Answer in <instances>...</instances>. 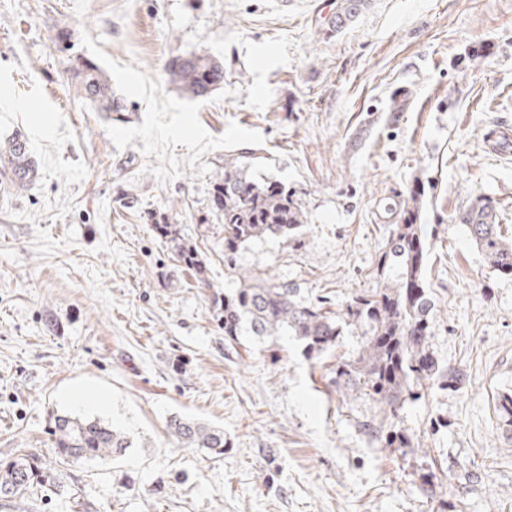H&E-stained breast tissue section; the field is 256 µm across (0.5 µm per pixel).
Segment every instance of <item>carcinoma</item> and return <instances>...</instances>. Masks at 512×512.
I'll return each mask as SVG.
<instances>
[{"mask_svg": "<svg viewBox=\"0 0 512 512\" xmlns=\"http://www.w3.org/2000/svg\"><path fill=\"white\" fill-rule=\"evenodd\" d=\"M365 0H340L329 20L340 30L358 15ZM171 82L193 98H206L224 84V64L203 52L173 59L168 67ZM81 96L101 112H120L122 99L112 93V84L97 63L79 61L74 68ZM23 137L16 135L0 147V167L17 189L32 181ZM262 156L257 149L239 150L224 157V174L216 178L215 206L224 217V253L236 251L255 239H292L307 224L302 203L278 181L257 179L251 170ZM426 195L421 182L409 188L390 216L389 235L378 255L377 274L386 285L348 297L332 310L321 299L312 302L294 284L275 275L236 271L240 286L220 300L224 336L233 340L245 330L264 338L289 335L316 357L336 347L344 329L352 327L364 337L358 355L336 365L339 393L367 396L396 409L419 386L453 387L459 375L445 370L428 345L433 303L425 287L427 244L419 224ZM453 221L465 227L472 242L496 273L512 276V235L497 221L496 202L478 195L455 212ZM157 230L168 239L177 261L204 275L205 266L196 249L171 224ZM170 428L187 448H205L224 454V431L190 419L174 418ZM55 453L62 464L106 458L130 447L128 437L98 419L58 415L54 419ZM38 460L20 454L0 463V497L38 494L43 479Z\"/></svg>", "mask_w": 512, "mask_h": 512, "instance_id": "obj_1", "label": "carcinoma"}]
</instances>
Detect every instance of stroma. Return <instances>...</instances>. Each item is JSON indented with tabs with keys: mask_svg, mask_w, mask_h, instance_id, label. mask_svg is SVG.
<instances>
[{
	"mask_svg": "<svg viewBox=\"0 0 512 512\" xmlns=\"http://www.w3.org/2000/svg\"><path fill=\"white\" fill-rule=\"evenodd\" d=\"M0 0V142L25 135L38 177L0 180V461L35 453L55 481L0 512H512V277L492 272L455 211L480 194L512 226V0ZM204 50L224 86L170 83ZM103 68L125 111H96L69 71ZM403 111H391L393 99ZM260 149L307 214L300 243L265 238L224 260L212 184ZM429 244V347L459 373L390 410L336 391L356 333L311 358L289 336L224 337L214 300L234 268L340 304L383 287L384 207L415 182ZM176 225L206 265L177 262ZM97 418L132 446L62 465L54 415ZM224 431L221 457L173 417ZM398 431L411 447H386ZM364 5V0H341L336 14L329 20L332 29L338 31L348 25L358 15Z\"/></svg>",
	"mask_w": 512,
	"mask_h": 512,
	"instance_id": "35a3bbf8",
	"label": "stroma"
}]
</instances>
